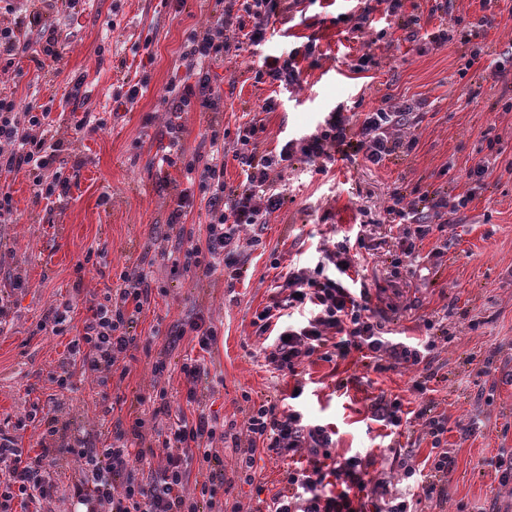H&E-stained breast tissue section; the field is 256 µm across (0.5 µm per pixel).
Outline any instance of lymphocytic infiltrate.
<instances>
[{
    "instance_id": "lymphocytic-infiltrate-1",
    "label": "lymphocytic infiltrate",
    "mask_w": 512,
    "mask_h": 512,
    "mask_svg": "<svg viewBox=\"0 0 512 512\" xmlns=\"http://www.w3.org/2000/svg\"><path fill=\"white\" fill-rule=\"evenodd\" d=\"M282 0H223L221 9L203 32L190 34L181 53L186 70L194 82L171 78L161 106L167 114L166 149L155 154L157 169L175 166L185 132L184 112L220 111L224 96L212 81V69L224 58L239 52L243 45L258 47L267 41L268 30L282 14ZM314 45L291 50L287 56L267 55L254 66V80L279 89L299 84V56H312ZM47 113L33 106H19L0 99V174L27 169L35 198L50 199L65 194L69 179L57 163L61 143L49 138ZM415 118L414 107L402 103L368 112L336 109L329 112L315 134L286 141L277 153L260 151L265 127L250 122L238 129L233 157L242 166L246 181L242 189L230 190L224 184L225 134L214 128L205 133L191 162L185 167L190 183L175 201L168 216L169 228L184 226L194 207V191L205 193L207 224L204 241L177 245L166 255L174 276L208 277L223 267H236L240 261L241 227L268 223L283 205V193L276 186L275 169H287L294 159L313 166L315 173H326L328 165L355 163L364 158L380 165L403 148V127ZM467 198L448 200L440 193H422L407 200L400 189H393L385 208L390 223L403 228L404 256H411L416 241L434 231L444 230L449 207H465ZM351 238L342 236L334 249L323 251L314 269L292 268L278 286L270 304L257 312L251 324L256 336L265 342L264 354L274 370L296 374L311 357L324 361L346 360L352 353L368 352L377 370L407 368L425 363L436 347L435 336L410 345L393 341L385 324L377 317L367 287L359 286L353 275ZM150 275L145 269L123 273L119 287L108 289L94 303L81 336L70 345L79 356L84 371L97 382L107 383L113 376H125L126 360L138 347L137 321L152 299ZM186 333L194 336L200 353L186 357L180 366L187 404L198 403V389L208 369L205 355L211 352L218 328L203 312L188 321ZM373 417L383 427L398 430L409 418L422 419L437 452L430 459L427 493H434L439 478L447 476L454 460L442 446L447 430L444 419L432 416L430 407L408 413L400 397L379 399ZM142 418L130 427L115 423L107 437H76L54 448L33 454L20 448L14 436L0 430V463L8 470L0 482V512H12L13 502L28 504L49 500L56 486L48 463L51 457L75 458L82 476L70 486L71 501L84 512H224L217 494L228 476L250 483L255 479L256 452L276 458L310 456L309 466L287 471L288 488L274 494L266 512H368V494L386 497V512H414L411 501L392 493L389 484L368 483L372 465L370 455L355 454L339 458L331 452L332 431L321 424L305 422L296 409L280 408L264 400L253 404L244 421L247 441H240L235 426L199 413L196 419L179 416L175 425L162 432L166 448L164 465L150 477H138L135 466L145 455L135 447L141 439ZM228 442L235 454L232 473L211 470L218 454L215 442ZM201 455L208 470L202 480L191 481L189 463Z\"/></svg>"
}]
</instances>
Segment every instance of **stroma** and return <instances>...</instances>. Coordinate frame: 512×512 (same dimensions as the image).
Masks as SVG:
<instances>
[{"label": "stroma", "instance_id": "stroma-1", "mask_svg": "<svg viewBox=\"0 0 512 512\" xmlns=\"http://www.w3.org/2000/svg\"><path fill=\"white\" fill-rule=\"evenodd\" d=\"M216 8V0H188L179 12L164 0H64L52 17L66 36L59 58L44 55L31 32L28 51L0 70V98L47 112L70 179L66 196L38 203L27 170L0 176L15 204L12 223L0 225V299L10 306L0 332V429L15 432L35 453L44 445L42 426L14 427L33 408L50 411L70 439L97 431L110 406L125 421L144 420L153 452L138 469L157 470L166 457L155 435L166 423L153 415L157 386L166 387L172 414L193 413L180 364L198 348L188 335L169 346V335L202 310L219 329L205 357L206 413L240 425L251 402H290L307 420L331 424L333 454L371 455V478L421 498L423 512H487L493 505L512 512V483L501 485L495 465L501 449L512 448V110L502 102L512 97V0H403L400 16L376 19L361 33L349 21L358 0H294L268 43L215 67L224 109L184 113L187 158L213 126L233 134L246 123H263L262 149L269 152L315 133L338 107L367 112L408 101L419 114L411 129L414 149L392 154L381 166L360 159L323 175L293 161L278 183L286 202L262 229V247L245 249L242 278L232 286L219 272L204 280L170 274L161 254L178 239L167 217L187 181L183 165L162 173L150 165L167 143L160 100L183 43ZM414 18L419 26L407 31ZM442 28L451 36L445 43L435 39ZM460 31L471 33L469 44L456 40ZM310 41L317 48L300 63V85L281 91L276 111H262L272 88L253 79L259 55ZM367 43L378 65L360 78L347 64ZM137 83L143 90L134 103L116 111ZM85 117L95 131L75 133ZM479 165L488 175L477 183L468 173ZM396 188L471 198L449 215L445 231L417 242L397 276L391 262L401 255L400 231L382 221ZM356 229L366 246L355 266L396 339L417 342L430 322L448 332L431 354L426 393L412 388L417 371L379 372L358 353L337 363L312 359L294 376L264 364L251 326L255 313L270 303L289 265L314 266L317 247ZM145 259L164 292L139 317L141 343L125 378L98 385L75 371L70 343L82 333L96 296ZM17 278L23 287H14ZM64 301L72 308L62 333L42 329ZM161 359L168 369L158 381L152 365ZM65 371L74 389L57 385ZM299 380L305 389L295 399ZM384 393L415 411L431 405L447 419L443 444L454 459L447 499L424 498L421 487L401 478V464H423L432 439L415 418L392 435L373 421L371 407ZM287 468V460L258 453L254 482L226 485L227 506L263 512L266 501L285 490Z\"/></svg>", "mask_w": 512, "mask_h": 512}]
</instances>
